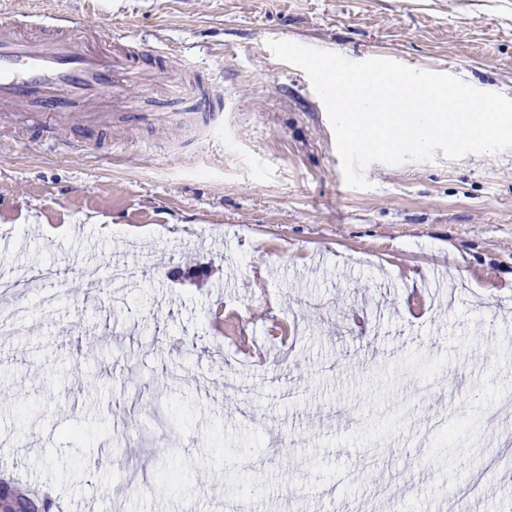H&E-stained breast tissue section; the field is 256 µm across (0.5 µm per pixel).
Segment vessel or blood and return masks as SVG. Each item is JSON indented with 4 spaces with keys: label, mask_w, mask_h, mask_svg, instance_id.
<instances>
[{
    "label": "vessel or blood",
    "mask_w": 512,
    "mask_h": 512,
    "mask_svg": "<svg viewBox=\"0 0 512 512\" xmlns=\"http://www.w3.org/2000/svg\"><path fill=\"white\" fill-rule=\"evenodd\" d=\"M169 54L163 47L144 49L126 34L103 42L97 29L85 25L41 24L23 32L16 20L1 18L0 121L30 110L50 120L107 95L114 109L145 122L148 115L135 111L127 86L134 79L163 78L162 63ZM159 103L176 127L207 128L218 123L224 94L197 83L187 91L170 86Z\"/></svg>",
    "instance_id": "1"
}]
</instances>
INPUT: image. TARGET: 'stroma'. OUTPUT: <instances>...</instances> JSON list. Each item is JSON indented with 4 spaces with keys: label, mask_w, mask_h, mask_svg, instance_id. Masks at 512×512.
Here are the masks:
<instances>
[{
    "label": "stroma",
    "mask_w": 512,
    "mask_h": 512,
    "mask_svg": "<svg viewBox=\"0 0 512 512\" xmlns=\"http://www.w3.org/2000/svg\"><path fill=\"white\" fill-rule=\"evenodd\" d=\"M166 46L224 91L190 147L107 112L0 126V485L48 512H512V149L346 185L267 43L512 98V0H0ZM194 278H171L176 266ZM115 266L135 279L115 283ZM53 268L54 289L23 280ZM447 435H429L436 420Z\"/></svg>",
    "instance_id": "stroma-1"
}]
</instances>
